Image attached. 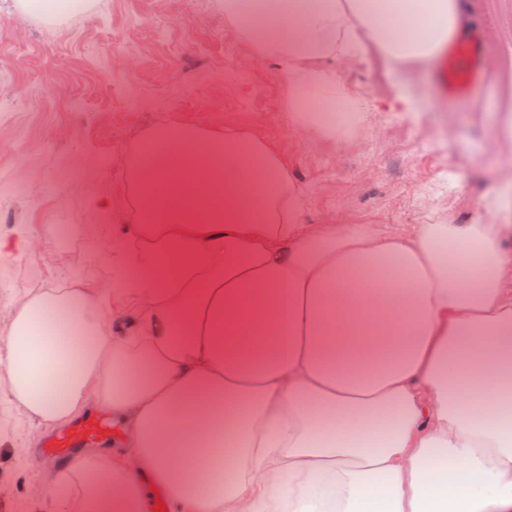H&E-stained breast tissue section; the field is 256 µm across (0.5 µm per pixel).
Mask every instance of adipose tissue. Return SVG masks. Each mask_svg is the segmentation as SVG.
<instances>
[{"instance_id": "ef3b65f1", "label": "adipose tissue", "mask_w": 512, "mask_h": 512, "mask_svg": "<svg viewBox=\"0 0 512 512\" xmlns=\"http://www.w3.org/2000/svg\"><path fill=\"white\" fill-rule=\"evenodd\" d=\"M295 124L351 145L386 75L471 31L464 0H219ZM116 288L29 290L0 382L36 428L110 409L80 512H512V224H304L280 151L162 126L132 154Z\"/></svg>"}]
</instances>
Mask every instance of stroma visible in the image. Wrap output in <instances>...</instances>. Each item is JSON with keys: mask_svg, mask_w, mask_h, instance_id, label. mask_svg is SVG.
Listing matches in <instances>:
<instances>
[{"mask_svg": "<svg viewBox=\"0 0 512 512\" xmlns=\"http://www.w3.org/2000/svg\"><path fill=\"white\" fill-rule=\"evenodd\" d=\"M470 6L490 63L470 100H449L437 61L412 81L414 106L402 110L391 106L380 66L358 62L339 76L372 105L355 146L338 151L296 130L277 69L256 64L214 0H88L52 21L0 0V238L24 230L39 241L34 253L0 263V308L25 289L73 277L111 287L112 262L100 254L113 225L135 221L129 156L169 124L208 133L229 125L274 143L306 197V224L325 215L413 224L427 197L449 223H471L488 191L512 179V153L480 150L498 117L499 69L512 60V0ZM435 163L448 170V191L423 184ZM16 184L30 196L15 195ZM57 224L69 225L68 237L54 235ZM17 425L0 398V512H16L49 475L56 512H74L79 478L13 447Z\"/></svg>", "mask_w": 512, "mask_h": 512, "instance_id": "stroma-1", "label": "stroma"}]
</instances>
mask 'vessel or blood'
<instances>
[{"label": "vessel or blood", "instance_id": "vessel-or-blood-1", "mask_svg": "<svg viewBox=\"0 0 512 512\" xmlns=\"http://www.w3.org/2000/svg\"><path fill=\"white\" fill-rule=\"evenodd\" d=\"M484 46L481 36L449 43L440 72V82L449 98H468L484 75ZM120 436L109 417L88 414L81 420L43 436L40 455L60 469L69 468L74 454L82 448L111 444Z\"/></svg>", "mask_w": 512, "mask_h": 512}]
</instances>
